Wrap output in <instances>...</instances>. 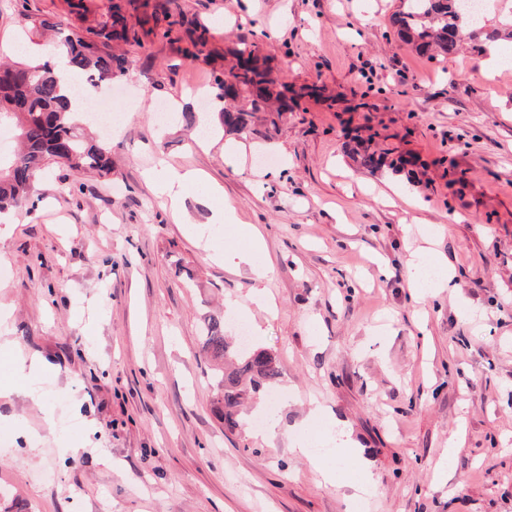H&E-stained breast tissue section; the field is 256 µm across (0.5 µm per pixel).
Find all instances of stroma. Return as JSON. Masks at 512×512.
<instances>
[{
  "label": "stroma",
  "instance_id": "1",
  "mask_svg": "<svg viewBox=\"0 0 512 512\" xmlns=\"http://www.w3.org/2000/svg\"><path fill=\"white\" fill-rule=\"evenodd\" d=\"M175 3L214 52L255 36L282 83L318 93L199 139L186 115L211 110L191 86L216 63L154 34L95 89L119 134L84 132L107 139L111 175L49 168L33 209L0 223V512H512V46L422 57L391 26L400 0ZM68 10L0 0V58L25 60L46 43L32 20ZM159 105L176 108L164 126ZM358 141L412 159L414 181L360 166ZM172 168L201 177L177 214L158 181ZM227 205L265 242L264 281L223 260L245 238L202 234ZM425 246L455 288L419 300ZM216 312L226 335L261 328L282 367L277 402L246 404L233 434L200 352ZM32 355L44 370L21 379ZM305 434L321 461L295 454Z\"/></svg>",
  "mask_w": 512,
  "mask_h": 512
}]
</instances>
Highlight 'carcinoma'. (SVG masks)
<instances>
[{"label": "carcinoma", "instance_id": "cac0c4a2", "mask_svg": "<svg viewBox=\"0 0 512 512\" xmlns=\"http://www.w3.org/2000/svg\"><path fill=\"white\" fill-rule=\"evenodd\" d=\"M81 25L39 17L36 28L55 30L60 38L48 47L51 57L64 53L67 66L95 84L126 74L131 61L115 42L138 45L145 33H162L167 38L174 28L183 29L184 57L197 60L208 55V30L180 14L175 16L162 4L150 0H112L107 14L88 21L87 9L70 5ZM400 40L417 53L430 58H444L457 52L462 39L457 31L466 26L480 27L464 7V0H402V8L392 17ZM226 54L230 64L216 71L212 88L214 97L224 100V84L236 83L241 91L234 104L219 112L226 131L240 134L249 128L250 118L279 103L277 112L288 109V85L277 84L272 70L259 55L256 41L239 40ZM0 126L11 123L21 147L8 165L0 164V215L27 207L32 186L46 168L55 164L69 172L112 173L111 150L103 143L79 133L80 121L69 112L64 94V77L50 61L0 62ZM361 165L371 171L388 167L401 171L404 161H386L382 153L365 152ZM202 350L215 364V412L224 430L241 429L238 407L249 395L268 392L278 384L281 369L278 358L266 349L233 346L224 335V316L211 315L201 330Z\"/></svg>", "mask_w": 512, "mask_h": 512}]
</instances>
